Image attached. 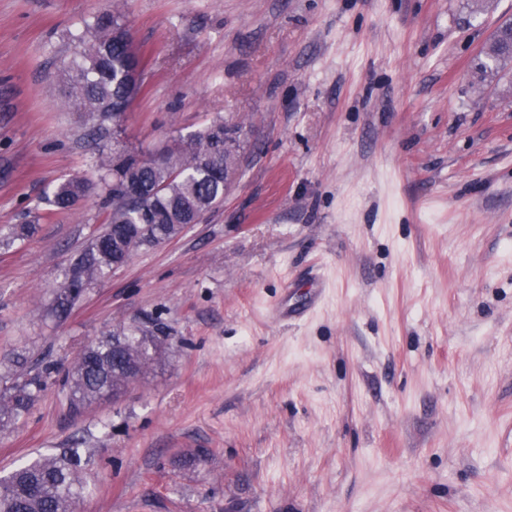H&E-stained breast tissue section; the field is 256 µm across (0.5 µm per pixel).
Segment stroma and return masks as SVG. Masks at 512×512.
I'll return each mask as SVG.
<instances>
[{
	"label": "stroma",
	"instance_id": "1",
	"mask_svg": "<svg viewBox=\"0 0 512 512\" xmlns=\"http://www.w3.org/2000/svg\"><path fill=\"white\" fill-rule=\"evenodd\" d=\"M116 4L146 59L123 141L220 117L238 173L61 318L98 194L0 250V363L169 333L117 401L72 412L49 377L0 476L75 448L76 512H512V62L472 69L512 0H0L1 232L94 177L59 73Z\"/></svg>",
	"mask_w": 512,
	"mask_h": 512
}]
</instances>
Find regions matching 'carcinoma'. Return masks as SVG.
Here are the masks:
<instances>
[{
    "instance_id": "carcinoma-1",
    "label": "carcinoma",
    "mask_w": 512,
    "mask_h": 512,
    "mask_svg": "<svg viewBox=\"0 0 512 512\" xmlns=\"http://www.w3.org/2000/svg\"><path fill=\"white\" fill-rule=\"evenodd\" d=\"M120 8L94 14L83 31L72 38L73 58L61 71L69 103L83 112L89 135L109 132L116 111L132 103L133 74L143 60L129 52ZM482 53L492 62L512 59V46L491 37ZM224 120L216 118L188 136H178L167 147L169 166L158 168L151 156L135 148L100 152L98 185L104 193V227L93 235L65 272L66 285L57 293L55 310H64L81 296L83 288L106 272L127 263L152 238L162 241L175 232L172 221L194 217L224 201V180L216 175L224 166ZM133 176L146 188L138 199L125 198V181ZM85 177L62 182L48 199L49 211L77 207L90 190ZM122 341L149 366L166 336L142 330L107 333L76 355L65 379L70 405L78 413L112 397L118 378L112 369V340ZM18 377L0 389V430L24 417L43 390L54 365L27 357L16 360ZM85 485L77 449L63 448L38 457L0 479V512H74Z\"/></svg>"
}]
</instances>
